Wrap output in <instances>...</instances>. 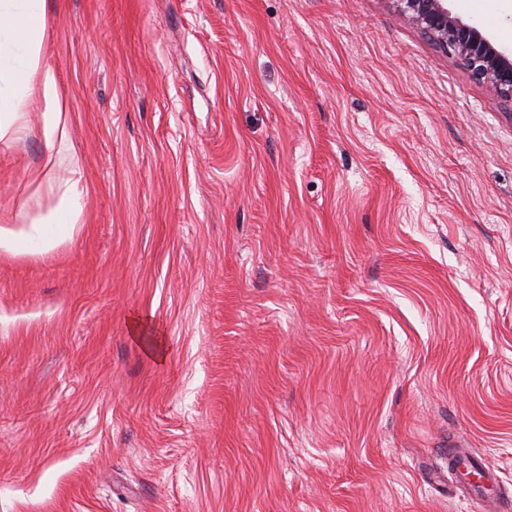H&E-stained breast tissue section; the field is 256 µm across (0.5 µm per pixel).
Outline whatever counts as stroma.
Listing matches in <instances>:
<instances>
[{"mask_svg": "<svg viewBox=\"0 0 512 512\" xmlns=\"http://www.w3.org/2000/svg\"><path fill=\"white\" fill-rule=\"evenodd\" d=\"M0 140V512H512V103L389 0H46ZM453 15L512 51V16ZM46 33V0L0 1V140L21 137L30 101L42 104V136L60 152L69 126L58 97L54 71L41 64ZM82 180V171L77 166L70 169L64 195L47 221L25 224L19 231L0 226V249L11 252L18 241L45 246L59 238L71 237L82 211Z\"/></svg>", "mask_w": 512, "mask_h": 512, "instance_id": "35a3bbf8", "label": "stroma"}]
</instances>
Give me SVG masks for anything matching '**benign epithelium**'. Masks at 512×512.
<instances>
[{
	"label": "benign epithelium",
	"mask_w": 512,
	"mask_h": 512,
	"mask_svg": "<svg viewBox=\"0 0 512 512\" xmlns=\"http://www.w3.org/2000/svg\"><path fill=\"white\" fill-rule=\"evenodd\" d=\"M400 18L455 57L478 81L512 101V53L448 10V0H389Z\"/></svg>",
	"instance_id": "benign-epithelium-1"
}]
</instances>
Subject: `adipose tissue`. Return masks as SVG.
I'll use <instances>...</instances> for the list:
<instances>
[{"mask_svg":"<svg viewBox=\"0 0 512 512\" xmlns=\"http://www.w3.org/2000/svg\"><path fill=\"white\" fill-rule=\"evenodd\" d=\"M46 33V0H0V139L21 137L30 101L42 104V136L47 148H64L69 139L67 115L58 97L54 71L41 63ZM82 180L72 168L66 190L47 221L20 230L0 226V249L16 242L43 246L72 236L82 211Z\"/></svg>","mask_w":512,"mask_h":512,"instance_id":"adipose-tissue-1","label":"adipose tissue"}]
</instances>
